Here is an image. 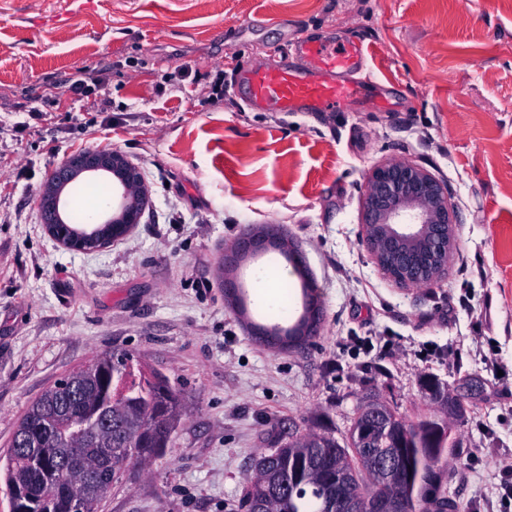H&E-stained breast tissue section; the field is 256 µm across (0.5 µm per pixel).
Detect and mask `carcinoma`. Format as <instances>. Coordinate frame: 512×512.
Wrapping results in <instances>:
<instances>
[{
  "label": "carcinoma",
  "mask_w": 512,
  "mask_h": 512,
  "mask_svg": "<svg viewBox=\"0 0 512 512\" xmlns=\"http://www.w3.org/2000/svg\"><path fill=\"white\" fill-rule=\"evenodd\" d=\"M129 376L127 358L103 353L76 372L74 388L45 390L20 417L14 434L34 438L39 452L31 457L8 449L0 456L7 485L18 488L14 512H72L69 497L57 489L64 458L91 469L93 483L106 490L128 451L141 463L168 447L182 416V394L161 375L139 382ZM105 412L111 434L85 443ZM446 444V429L434 420L409 422L388 407L378 421L359 411L344 446L309 433L259 457L246 512H338L339 494L400 500L404 512H457L438 488L427 492ZM392 449L402 456L399 475L389 482L362 479Z\"/></svg>",
  "instance_id": "obj_1"
}]
</instances>
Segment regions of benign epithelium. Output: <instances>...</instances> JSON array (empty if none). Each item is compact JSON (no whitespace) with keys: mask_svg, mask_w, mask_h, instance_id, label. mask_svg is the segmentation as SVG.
<instances>
[{"mask_svg":"<svg viewBox=\"0 0 512 512\" xmlns=\"http://www.w3.org/2000/svg\"><path fill=\"white\" fill-rule=\"evenodd\" d=\"M82 175H106L115 181L118 203L107 219L78 227L70 222L66 186ZM149 189L139 166L117 150H98L67 156L47 179L36 203L47 233L69 251L90 254L126 239L141 223ZM457 223L448 186L423 166L406 160H387L370 172L362 201V245L382 273L404 287H428L448 271ZM276 249L294 257L295 270L304 267L302 252L278 227L252 226L225 253L224 271L237 266L236 257L248 251ZM400 466L394 455L376 460L375 473L389 476ZM60 487L72 494L73 512H86L91 496L85 491L89 473L74 463L60 466Z\"/></svg>","mask_w":512,"mask_h":512,"instance_id":"obj_1","label":"benign epithelium"}]
</instances>
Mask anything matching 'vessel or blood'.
Returning <instances> with one entry per match:
<instances>
[{"label": "vessel or blood", "instance_id": "b4317fda", "mask_svg": "<svg viewBox=\"0 0 512 512\" xmlns=\"http://www.w3.org/2000/svg\"><path fill=\"white\" fill-rule=\"evenodd\" d=\"M302 67L286 64L252 68L241 77L247 104L253 110L280 112H331L363 96L361 86L350 80L366 60L363 43L331 45L299 38Z\"/></svg>", "mask_w": 512, "mask_h": 512}]
</instances>
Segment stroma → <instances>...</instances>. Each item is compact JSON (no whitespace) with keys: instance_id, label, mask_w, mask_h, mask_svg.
I'll return each instance as SVG.
<instances>
[{"instance_id":"35a3bbf8","label":"stroma","mask_w":512,"mask_h":512,"mask_svg":"<svg viewBox=\"0 0 512 512\" xmlns=\"http://www.w3.org/2000/svg\"><path fill=\"white\" fill-rule=\"evenodd\" d=\"M363 40L344 112L251 110L234 72L301 65L299 36ZM112 74V123L67 94ZM224 98L200 99L215 80ZM119 150L145 173L135 231L93 254L45 232L57 162ZM420 164L456 207L448 273L396 286L360 242L373 167ZM284 227L317 287L316 336L259 343L255 305L224 297L227 249ZM109 352L160 373L184 412L164 454L122 468L99 512H246L252 464L278 442H345L376 399L447 421L436 469L460 512H498L512 456V0H0V451L48 387ZM496 355L499 371L485 358ZM438 379L460 399L446 415Z\"/></svg>"}]
</instances>
